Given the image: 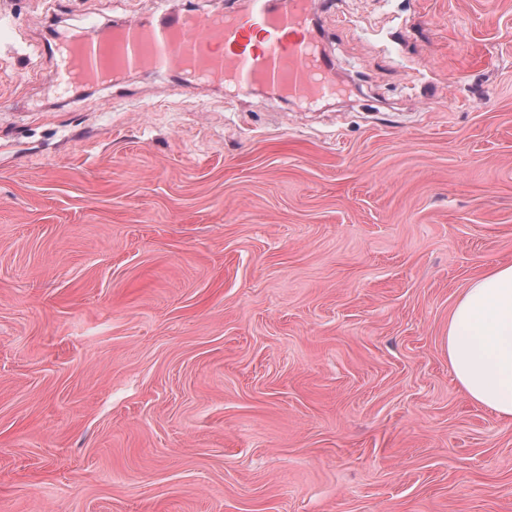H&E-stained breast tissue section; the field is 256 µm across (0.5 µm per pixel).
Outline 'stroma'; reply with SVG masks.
<instances>
[{
	"label": "stroma",
	"mask_w": 512,
	"mask_h": 512,
	"mask_svg": "<svg viewBox=\"0 0 512 512\" xmlns=\"http://www.w3.org/2000/svg\"><path fill=\"white\" fill-rule=\"evenodd\" d=\"M349 92L141 68L71 27L235 0H0V512H512L448 315L512 263V0H315Z\"/></svg>",
	"instance_id": "stroma-1"
}]
</instances>
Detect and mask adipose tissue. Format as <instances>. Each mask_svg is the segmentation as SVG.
Here are the masks:
<instances>
[{
    "label": "adipose tissue",
    "instance_id": "obj_1",
    "mask_svg": "<svg viewBox=\"0 0 512 512\" xmlns=\"http://www.w3.org/2000/svg\"><path fill=\"white\" fill-rule=\"evenodd\" d=\"M447 345L463 395L512 423V264L469 281L448 315Z\"/></svg>",
    "mask_w": 512,
    "mask_h": 512
}]
</instances>
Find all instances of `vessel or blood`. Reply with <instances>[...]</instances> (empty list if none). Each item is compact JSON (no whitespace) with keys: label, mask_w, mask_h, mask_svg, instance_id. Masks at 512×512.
Returning a JSON list of instances; mask_svg holds the SVG:
<instances>
[{"label":"vessel or blood","mask_w":512,"mask_h":512,"mask_svg":"<svg viewBox=\"0 0 512 512\" xmlns=\"http://www.w3.org/2000/svg\"><path fill=\"white\" fill-rule=\"evenodd\" d=\"M309 0H255L249 16L163 14L116 29L110 42L75 30L55 46L54 83L95 82L113 68L147 66L159 72L181 65L215 78L232 74L240 88L258 83L295 97L334 95L326 53L310 26Z\"/></svg>","instance_id":"b4317fda"}]
</instances>
